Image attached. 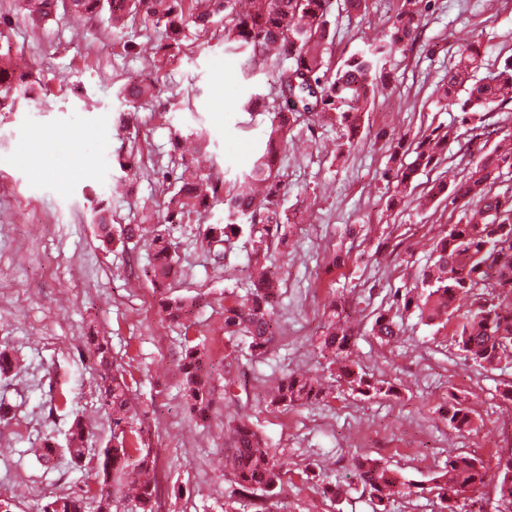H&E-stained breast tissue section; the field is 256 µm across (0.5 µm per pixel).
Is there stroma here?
Instances as JSON below:
<instances>
[{"label": "stroma", "instance_id": "35a3bbf8", "mask_svg": "<svg viewBox=\"0 0 512 512\" xmlns=\"http://www.w3.org/2000/svg\"><path fill=\"white\" fill-rule=\"evenodd\" d=\"M399 2L373 0L361 15L345 0H331V67L384 38ZM0 11L12 20L14 61L49 90L41 102L0 110V346L16 361L0 375V400L11 407L0 424V498L14 512H32L49 496L85 493L95 482L94 466H75L65 451L74 413L95 421L89 458L112 434L84 344L91 324L127 370L137 453L155 462L162 512H224L222 423L233 417L248 418L270 447L282 449L292 474L288 512H376L353 483L360 451L422 482L448 455L469 452L491 466L512 452V402L502 396L512 364L479 367L465 360L452 327L424 324L394 305L396 289L412 286L431 264L439 232L464 221L461 208L442 201L420 210L415 198L443 175L467 177L480 155L469 125L457 107L438 102L437 89L470 43L482 47L484 77L512 56V0H431L413 44L382 60L384 89L363 112L353 149L342 150L344 128L336 123L291 130L278 162L281 204L292 219L288 255L276 260L282 336L263 355L243 352L228 379H216L218 421L207 427L191 418L182 390L181 331L163 321L159 296L142 273L148 244L103 250L90 201L105 200L115 223H143V202L164 201L174 186L175 134L197 131L208 140L205 166L224 170V188L232 190L264 149L279 62L228 49L214 31L188 36L175 62L158 63L150 50L157 35L139 19L121 37L108 34L103 19L62 22L42 35L26 29L9 0H0ZM132 77L152 82L155 98L127 104L120 92ZM256 96L258 108L247 110ZM126 111L142 156L133 172L111 165L122 144L116 119ZM438 126L454 131L442 163L415 178L407 203L388 208L390 142H410ZM75 130L80 138H72ZM166 232L181 265L167 292L200 297L194 331L210 360L221 363L226 340L217 311L225 292L250 285L248 239H233L219 265L196 225L170 224ZM336 253L344 265L332 266ZM341 295L357 308L355 354L377 378L397 383L398 395L363 400L341 387L327 401L268 412L267 388L288 370L308 369L331 383L318 336L323 307ZM386 310L404 329L390 346L371 334L375 313ZM454 397L471 406L474 431L456 432L440 418ZM48 442L57 448L49 463L34 454ZM311 463L347 486V495L330 499L302 483L299 474Z\"/></svg>", "mask_w": 512, "mask_h": 512}]
</instances>
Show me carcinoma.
Returning <instances> with one entry per match:
<instances>
[{"instance_id":"1","label":"carcinoma","mask_w":512,"mask_h":512,"mask_svg":"<svg viewBox=\"0 0 512 512\" xmlns=\"http://www.w3.org/2000/svg\"><path fill=\"white\" fill-rule=\"evenodd\" d=\"M29 24L39 28L57 18L92 21L107 15L111 28H127L128 18L140 17L158 29L157 50L162 59L172 61L182 49L190 31L211 32L224 24V43L233 50L251 51L266 57L285 58L290 65L279 75L277 95L285 107L274 113L266 132L264 152L251 170L235 182L234 190L224 198L218 191L223 181L212 173L200 174L195 159L181 157L180 174L164 202L161 224H191L202 228L203 239L210 246L214 261H224L221 242L229 235L247 231L252 240L250 264L257 270L251 276L253 288L243 295L224 293V335L228 341L244 339L253 355H262L278 339L276 307L279 303V277L267 264L270 250L287 241L284 231L290 223L280 210L278 199L261 197L256 187L278 177L277 156L288 143L292 128L307 115L339 120L354 132L362 113L380 87L379 60L396 46L415 40L422 9L418 0H402L391 24L388 38L369 44L368 48L347 58L337 70L324 63L331 42L330 0H123L117 10L114 0H20ZM482 57L474 45L459 51L448 69V84L438 89L439 99L451 102L461 112V122L476 120L483 112H493L512 102V59L485 81L468 84L481 68ZM464 90L465 97H458ZM18 93L36 102L47 94L45 85L15 68L13 59L0 54V102ZM124 99L135 104L154 95L149 83L126 85ZM449 132L435 127L421 136L413 149L414 159L398 163L388 173L397 202L419 171L439 162L448 145ZM512 169V147L497 145L484 152L470 176L460 182L434 183L433 198L445 199L460 207L474 206L481 222L453 224L434 243L433 264L421 277V288L395 292L396 305L414 310L431 325L447 326L459 310V302H468L463 321L453 331L465 358L480 367H494L512 360V199L492 192L503 170ZM218 201L224 202V224H202V219ZM92 223L98 239L109 249L115 242L138 244L152 237V255L145 276L160 288L178 273V261L165 231L151 224H112L111 210L102 201L93 208ZM197 298L164 297L160 299L164 319L183 328L180 371L182 386L195 417L205 420L214 403V368L198 338L190 335L196 325L192 320ZM352 302L341 297L323 310L319 350L327 367L336 371L337 381L363 400L396 394L395 386L369 373L353 357L354 331L351 325ZM372 335L380 344L390 345L400 336L398 323L387 312L376 313ZM85 344L93 359L98 389L105 414L112 420V444L97 460L95 473L97 512H113L121 502L123 487L132 486L135 512H160L161 490L154 467L142 458L130 471L129 458L136 410L123 372L115 364L108 346L90 330ZM331 396L318 380L295 371L284 374L268 394L266 407L293 408L324 401ZM448 427L470 431L471 410L459 399L442 412ZM93 430L81 418L74 419L68 444L72 460H86V443ZM224 473L218 479L228 484V498H248L255 512H277L280 495L288 484V469L277 450L269 447L261 432L242 419L224 423ZM496 512H512V453L499 456ZM356 484L371 500L384 506L394 496L409 499L425 490L424 484L407 478L383 459L360 452L353 458ZM484 461L473 454H450L432 475L438 497L456 500L483 484ZM305 483L323 486L339 498L346 490L329 476L308 467L302 470ZM86 497L59 495L36 512H85Z\"/></svg>"}]
</instances>
